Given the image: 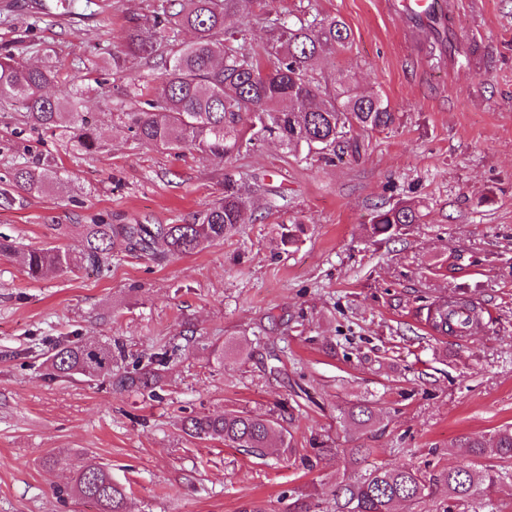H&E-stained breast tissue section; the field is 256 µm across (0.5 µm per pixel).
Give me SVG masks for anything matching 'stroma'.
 I'll return each instance as SVG.
<instances>
[{"instance_id": "stroma-1", "label": "stroma", "mask_w": 512, "mask_h": 512, "mask_svg": "<svg viewBox=\"0 0 512 512\" xmlns=\"http://www.w3.org/2000/svg\"><path fill=\"white\" fill-rule=\"evenodd\" d=\"M162 2L0 0V54L53 63L50 93L80 97L100 134L88 154L23 129L22 104L0 103V177L40 156L54 165L44 191L0 206V235L16 243L0 252V512H98L57 495L95 463L130 488V512H288L298 494L334 487L343 449L358 445L434 481L451 465L482 471L467 441L512 426V0H454L444 65L409 41L401 0H310L350 30L316 77L380 95L395 126L354 131L359 154L331 162L268 140L224 164L137 144L117 118L161 91L160 63L132 59L116 75L108 62ZM228 169L286 196L287 210L247 213L235 235L189 255L118 243L108 271L27 276L24 250L78 247L57 225L185 224L222 196ZM401 199L418 203L420 223L370 237L375 206ZM293 220L304 232L289 247L281 227ZM444 294L482 306L472 338L424 325ZM73 339L144 365L162 346L182 352L156 401L52 377L51 354ZM363 401L379 421L348 428ZM227 408L283 416L295 455L183 438L182 416ZM447 505L435 481L427 506Z\"/></svg>"}]
</instances>
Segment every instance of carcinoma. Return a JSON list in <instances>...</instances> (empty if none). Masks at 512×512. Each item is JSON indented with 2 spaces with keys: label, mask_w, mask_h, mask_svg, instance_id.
<instances>
[{
  "label": "carcinoma",
  "mask_w": 512,
  "mask_h": 512,
  "mask_svg": "<svg viewBox=\"0 0 512 512\" xmlns=\"http://www.w3.org/2000/svg\"><path fill=\"white\" fill-rule=\"evenodd\" d=\"M273 0H176L162 7L153 27L136 25L123 37L122 49L112 54L109 66L121 73L131 57H160L163 88L157 98L146 101L148 109L121 113L128 130L140 142L163 151L188 150L220 163L248 152L267 139L288 150L305 148L331 161L347 151L359 152L353 130L384 131L396 124L397 115L379 95H363L343 82L329 91L313 74L315 61L349 43V29L335 16H319L302 10L293 17L268 21L264 53L244 48L243 20L255 12L268 16ZM183 30L192 32L166 53L161 50V32L175 42ZM58 70L50 63L29 67L11 53L0 56V95L23 103V124L33 130L59 133L86 153L98 148L97 128L80 109L78 97L63 102L46 94L56 82ZM51 170L37 163L17 167L6 187L0 190V204L12 205L24 195L41 192ZM261 191L255 182L232 172L224 173V197L200 212L189 224H74L80 238L77 250L34 247L24 257L27 275L35 279L44 271L73 272L85 267L109 265L112 246L119 241L129 252L187 255L205 243L224 240L244 223ZM421 214L406 202L378 208L370 220L371 235L393 239ZM467 312L465 328L472 334L480 315L468 303L443 299L428 305L425 322L441 336L460 335L459 310ZM53 375L79 374L102 377L113 390L148 393L158 398L160 375L155 369H121L112 344L86 342L60 345L51 360ZM377 417L374 404L363 402L345 412L346 422L359 429L370 427ZM181 431L198 441H220L262 457L277 447L283 454L294 451L292 435L271 416L226 409L209 415L184 417ZM476 458L512 461V429L498 431L490 440L467 443ZM371 449H349L355 474L336 483L327 498L300 495L289 504V512H398L402 503H426L431 486L420 469L412 466L387 468L370 465ZM509 477L489 466L480 487L467 466L450 467L442 483L448 490V510H466L477 498L490 501L497 484ZM59 494L91 500L99 512H128L129 491L112 479L106 465L77 471Z\"/></svg>",
  "instance_id": "cac0c4a2"
}]
</instances>
